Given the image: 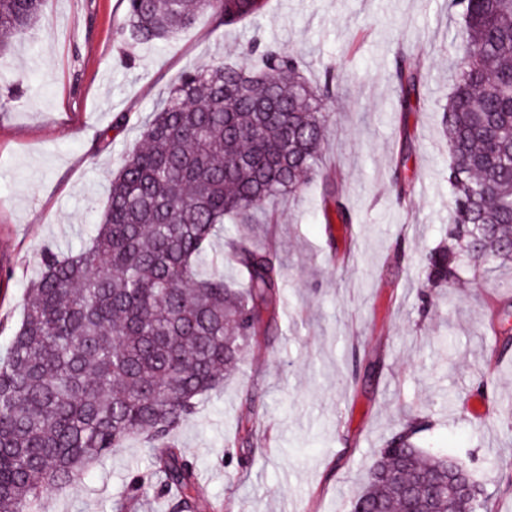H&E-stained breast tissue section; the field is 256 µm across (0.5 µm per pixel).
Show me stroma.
<instances>
[{"label": "stroma", "instance_id": "stroma-1", "mask_svg": "<svg viewBox=\"0 0 512 512\" xmlns=\"http://www.w3.org/2000/svg\"><path fill=\"white\" fill-rule=\"evenodd\" d=\"M126 0H46L44 19L0 53V355L23 312L45 249L80 248L139 124L184 71L221 61L256 69L249 42L300 50L312 82L338 63L326 100L324 170L353 216L326 224L321 179L275 202L256 224L284 275L269 336L204 396L174 433L197 463L214 512H349L375 454L422 416L427 453L471 470L487 512H512V353L495 361L491 321L511 297L512 265H463L461 280L426 287L425 257L448 240V146L441 113L457 58L458 9L448 0H266L230 27L210 16L123 62L116 28ZM417 62L423 98L397 107L394 60ZM19 92H11L12 84ZM130 114L120 131L116 115ZM110 142H102V133ZM412 186L397 201L394 179ZM260 429L236 443L242 417ZM151 458L138 438L92 465L66 492H44L41 512H112Z\"/></svg>", "mask_w": 512, "mask_h": 512}]
</instances>
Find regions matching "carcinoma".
<instances>
[{"label": "carcinoma", "instance_id": "carcinoma-1", "mask_svg": "<svg viewBox=\"0 0 512 512\" xmlns=\"http://www.w3.org/2000/svg\"><path fill=\"white\" fill-rule=\"evenodd\" d=\"M44 0H0V52L44 20ZM464 28L452 42L460 66L441 128L448 144L454 227L474 268L512 263V0H451ZM263 0H127L119 27L131 52L170 41L205 13L215 26L257 18ZM259 71L219 61L185 72L143 122L140 139L111 178L100 223L77 250L43 253L29 282L24 317L0 360V512H36L42 494L67 490L86 470L140 438L176 491L170 512H205L196 462L173 434L199 400L223 387L248 346L269 334L282 300L276 254L239 236L212 254L224 220L252 221L276 199L297 195L321 174L323 202L339 223L352 215L320 172L327 136L324 101L339 71L321 84L301 74L298 53L248 44ZM399 110L419 99L418 65L396 57ZM244 287L224 281V263ZM427 285L458 275L459 254L426 256ZM502 349L512 347V309L498 312ZM415 417L394 432L369 468L350 512H406L409 497L455 512L448 457L424 456ZM116 503L129 512L145 493Z\"/></svg>", "mask_w": 512, "mask_h": 512}]
</instances>
